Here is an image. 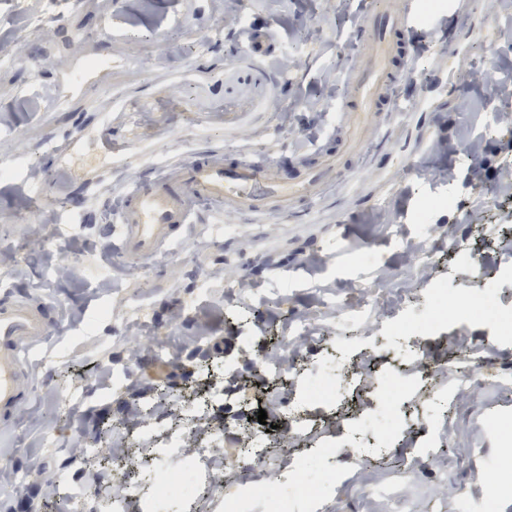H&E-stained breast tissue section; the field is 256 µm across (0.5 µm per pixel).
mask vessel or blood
<instances>
[{"instance_id":"vessel-or-blood-1","label":"vessel or blood","mask_w":512,"mask_h":512,"mask_svg":"<svg viewBox=\"0 0 512 512\" xmlns=\"http://www.w3.org/2000/svg\"><path fill=\"white\" fill-rule=\"evenodd\" d=\"M422 23L415 2L399 14L374 6L362 14L357 34L369 50V60L348 73L355 106L341 114V141L347 147L356 146L357 131L375 113L393 109L392 74L408 60L404 36ZM334 165V154L326 147L317 150L312 165L293 180L282 165L261 160L228 165L220 154L183 160L124 192L116 210L120 251L135 260L152 257L173 241L182 225L191 223L200 205L248 215L287 210L294 196L309 193ZM47 333L41 308L25 299H0V416H13L30 375L25 356Z\"/></svg>"}]
</instances>
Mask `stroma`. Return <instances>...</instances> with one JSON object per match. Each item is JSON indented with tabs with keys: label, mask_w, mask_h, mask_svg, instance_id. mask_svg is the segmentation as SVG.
Returning <instances> with one entry per match:
<instances>
[{
	"label": "stroma",
	"mask_w": 512,
	"mask_h": 512,
	"mask_svg": "<svg viewBox=\"0 0 512 512\" xmlns=\"http://www.w3.org/2000/svg\"><path fill=\"white\" fill-rule=\"evenodd\" d=\"M367 0H0V164L30 156L32 170L0 178V280L40 303L52 323L31 358L25 397L0 419V512H44L60 471L93 481L75 457L76 434L126 418L154 385L183 388L196 376V347L236 358L224 415V450L245 442L252 422L281 391L254 386L260 338L281 334L302 314L322 328L334 293L377 301L383 322L398 320L400 285L412 268L400 242L444 235L478 245L483 280L512 308V226L488 223L479 192L512 194V121L497 139L480 132L492 110L472 81L487 60L512 108V0H460L463 17L430 12L408 36L414 65L397 80V105L378 113L354 153H343L314 197L287 212L220 214L199 208L171 245L140 261L120 256L115 210L124 191L195 155L264 157L301 169L335 132L347 98L345 73L358 60L356 25ZM273 49L255 54L251 31ZM109 62L106 74L58 100L64 72L82 60ZM125 101L113 108L114 99ZM65 136L82 150L58 166ZM480 142L482 168L462 163L448 143ZM444 199L419 218L429 200ZM279 298L267 302L269 289ZM245 305V325L227 309ZM472 351L484 384L448 418H432L442 467L416 470L402 512H457L441 486L472 502L495 491L512 512V436L486 439L484 423L512 415V335L482 318L449 317L425 336L427 355L449 360L448 344ZM169 358H151L153 345ZM341 477L329 512H380L365 497L362 459L339 419ZM467 456H459V449Z\"/></svg>",
	"instance_id": "stroma-1"
}]
</instances>
